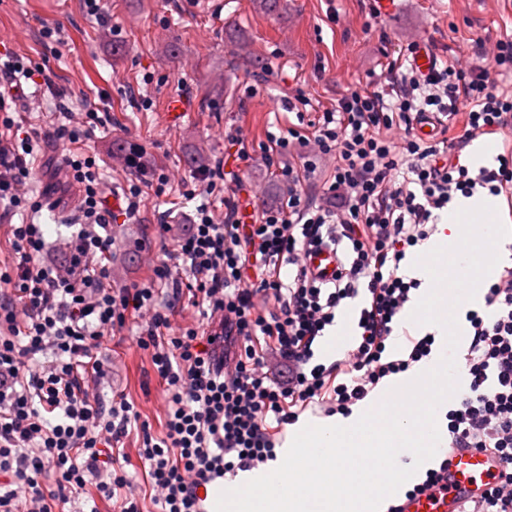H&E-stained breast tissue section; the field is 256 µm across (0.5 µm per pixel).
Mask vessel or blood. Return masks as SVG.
Segmentation results:
<instances>
[{
	"mask_svg": "<svg viewBox=\"0 0 512 512\" xmlns=\"http://www.w3.org/2000/svg\"><path fill=\"white\" fill-rule=\"evenodd\" d=\"M305 263L315 273L333 276L338 266L335 250L324 248L307 256ZM497 461L486 453L454 451L448 472L438 486L424 494L403 500V512H455L458 499L478 498L490 475L499 474Z\"/></svg>",
	"mask_w": 512,
	"mask_h": 512,
	"instance_id": "vessel-or-blood-1",
	"label": "vessel or blood"
}]
</instances>
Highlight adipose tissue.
Returning <instances> with one entry per match:
<instances>
[{
    "label": "adipose tissue",
    "mask_w": 512,
    "mask_h": 512,
    "mask_svg": "<svg viewBox=\"0 0 512 512\" xmlns=\"http://www.w3.org/2000/svg\"><path fill=\"white\" fill-rule=\"evenodd\" d=\"M512 222V210L500 197L480 188L472 195H456L446 211L441 212L438 225L440 231L419 246L407 273L420 283L414 306H421L426 300L438 297L435 271L432 259L441 254L448 241L474 236L477 225L497 224L501 230L498 234V250L502 256L512 255V232L507 231V223Z\"/></svg>",
    "instance_id": "ef3b65f1"
}]
</instances>
